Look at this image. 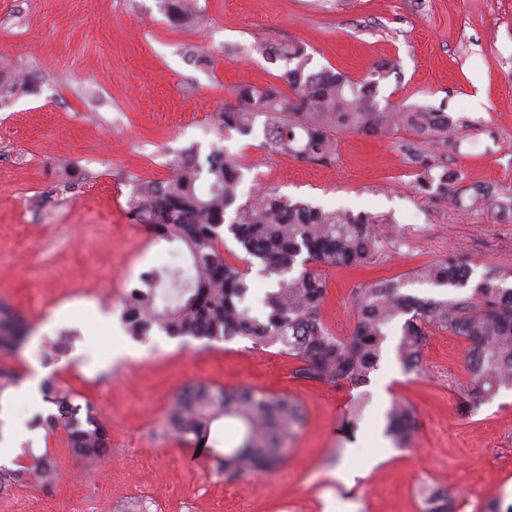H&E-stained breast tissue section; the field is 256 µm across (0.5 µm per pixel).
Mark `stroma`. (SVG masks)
Wrapping results in <instances>:
<instances>
[{"instance_id": "obj_1", "label": "stroma", "mask_w": 512, "mask_h": 512, "mask_svg": "<svg viewBox=\"0 0 512 512\" xmlns=\"http://www.w3.org/2000/svg\"><path fill=\"white\" fill-rule=\"evenodd\" d=\"M200 17L168 21L161 0H0V65L27 75L25 90L0 103V301L30 335L0 367L73 390L108 430L109 458L87 466L65 431L23 428L20 444L53 458V487L0 490V512H120L137 500L149 512H423L420 485L451 491L456 512L512 502V389L476 408L465 339L431 333L423 370L405 372L392 323L367 384L330 387L294 378L279 347L235 337L217 342L156 335L134 341L121 302L162 252L129 214L138 182L163 181L171 160L193 148L206 158L225 147L243 167V191L272 188L294 201L344 207L380 218L375 265L323 268L322 316L349 335L359 281L405 282V293L440 297L409 280L418 265L464 251L480 281L488 267L512 268V215L473 201L470 185L512 191V0H199ZM293 40L310 69L366 77L395 69L383 103L466 117L454 146L436 161L465 188L442 203L417 194L416 167L399 150L410 132L382 139L343 133L327 164L262 148L264 117L250 136L219 131L241 84L279 83L283 62L253 46ZM79 337L53 364L41 342ZM251 387L287 397L303 420L283 461L227 483L209 456L168 434L169 412L189 385ZM415 410L417 437L399 449L376 439L392 401ZM358 470L354 483L343 477Z\"/></svg>"}]
</instances>
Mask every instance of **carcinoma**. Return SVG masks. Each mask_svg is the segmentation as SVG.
Here are the masks:
<instances>
[{
  "label": "carcinoma",
  "instance_id": "carcinoma-1",
  "mask_svg": "<svg viewBox=\"0 0 512 512\" xmlns=\"http://www.w3.org/2000/svg\"><path fill=\"white\" fill-rule=\"evenodd\" d=\"M165 14L175 23L194 18L190 0H162ZM270 61H283L280 79L288 92L274 84L241 86L235 102L220 116L224 128L249 136L258 115L266 117L264 147L296 160L327 163L336 158L339 133L374 137L407 129L417 136L399 148L420 166L415 191L440 202L458 192L456 176L444 164H432L427 154L436 146L456 142L464 123L427 107L380 104V82L391 68L381 66L361 80L340 71L309 69L310 57L298 43L278 47L256 45ZM176 172L165 181L137 185L128 207L134 219L151 226L160 240L180 243L188 253L193 276L181 270L157 269L145 275L146 289H134L122 303V322L134 340L162 333L170 338L225 341L244 336L261 346H280L300 362L293 376L331 387L358 386L378 369L386 330L404 318L398 357L408 372L420 369V348L432 331H445L469 342L465 354L475 397L493 398L512 388V269L490 267L471 294L470 261L459 253L417 266L414 281L456 291L452 297L422 298L400 291L394 279L359 283L351 303L354 326L341 338L326 325L322 307L328 292L317 266L361 268L381 253L375 231L377 220L347 209H324L292 202L274 192L254 188L241 199L242 167L227 152L214 147L201 164L187 151L175 163ZM486 199L501 211H512V194L485 191ZM230 236L243 255L231 261L224 246ZM270 287L254 306L253 266ZM28 329L0 302V352L17 353ZM47 342L44 361L57 359L71 342ZM49 413L35 414L32 428H63L71 448L93 462L108 448L107 432L90 405L75 402L74 394L47 379L41 386ZM224 418L240 421L244 435L229 452L213 455L216 472L226 481L240 479L248 470L263 471L282 458L299 407L282 396L248 389L213 390L197 386L176 398L168 425L184 442L208 447L213 424ZM386 436L400 448L415 441L413 408L395 401L386 414ZM57 471L48 459L22 449L15 467L0 466V487L28 481L52 485ZM426 512H450L448 492L426 497Z\"/></svg>",
  "mask_w": 512,
  "mask_h": 512
}]
</instances>
